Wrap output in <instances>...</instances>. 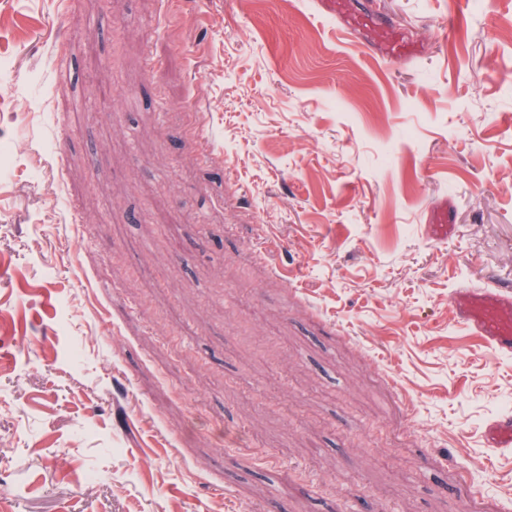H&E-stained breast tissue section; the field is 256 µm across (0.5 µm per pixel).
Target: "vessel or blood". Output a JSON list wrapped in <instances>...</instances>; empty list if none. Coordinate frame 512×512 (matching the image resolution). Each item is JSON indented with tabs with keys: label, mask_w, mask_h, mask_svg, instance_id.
I'll list each match as a JSON object with an SVG mask.
<instances>
[{
	"label": "vessel or blood",
	"mask_w": 512,
	"mask_h": 512,
	"mask_svg": "<svg viewBox=\"0 0 512 512\" xmlns=\"http://www.w3.org/2000/svg\"><path fill=\"white\" fill-rule=\"evenodd\" d=\"M325 10L342 19L348 30L360 32L367 41L380 48L388 59L411 60L419 56V44L402 32L380 23L372 12L353 11L350 0H324ZM431 238L445 240L456 229L451 204L433 207L427 216ZM457 318L483 342L503 356L512 355V283L493 288H462L450 299ZM489 447L512 452V414L491 420L485 430Z\"/></svg>",
	"instance_id": "1"
}]
</instances>
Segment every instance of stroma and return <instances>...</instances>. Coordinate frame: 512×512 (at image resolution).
Wrapping results in <instances>:
<instances>
[{
	"mask_svg": "<svg viewBox=\"0 0 512 512\" xmlns=\"http://www.w3.org/2000/svg\"><path fill=\"white\" fill-rule=\"evenodd\" d=\"M355 3L0 0V512L512 507V0ZM324 9L342 19L348 30L358 31L367 41L380 48L387 59L411 60L419 56V44L402 32L383 25L370 11L355 12L350 0H325ZM427 223L428 233L433 239L446 241L455 233V212L448 200L429 211ZM457 318L503 356L512 355V283L460 288L450 299ZM489 448L512 452V414L500 415L491 420L485 430Z\"/></svg>",
	"mask_w": 512,
	"mask_h": 512,
	"instance_id": "35a3bbf8",
	"label": "stroma"
}]
</instances>
